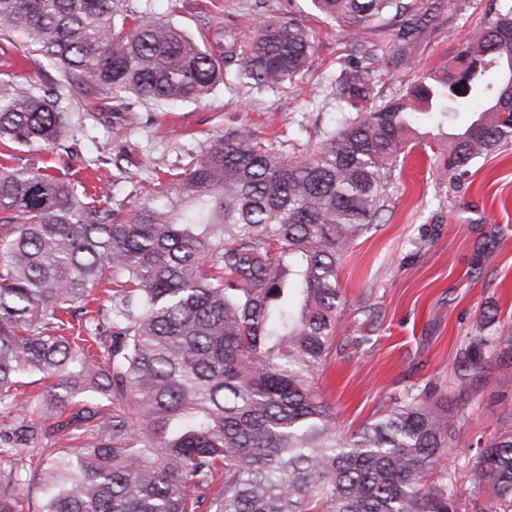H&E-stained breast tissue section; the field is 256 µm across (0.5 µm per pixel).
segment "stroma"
Here are the masks:
<instances>
[{"label":"stroma","instance_id":"stroma-1","mask_svg":"<svg viewBox=\"0 0 512 512\" xmlns=\"http://www.w3.org/2000/svg\"><path fill=\"white\" fill-rule=\"evenodd\" d=\"M174 22L195 37L216 26L254 31L262 20L297 17L313 32L312 66L296 89L294 110L282 107L284 88L217 89L207 100L173 107L141 106L142 122L123 144L109 129L84 124L61 143L38 153L20 149L9 167L43 164L53 172H76L72 151L105 156L97 173H81L86 187L111 193L113 204L130 210L138 203L133 186L150 178L156 163L199 156L207 140L246 125L262 138H288L294 145L319 141L340 114L321 102L327 78L355 58L349 34L322 16L311 0H130ZM419 0L425 21L408 42L369 30L379 45L376 56L361 60L375 91L386 99L411 83L418 70L446 66L512 0H444L431 10ZM433 131L418 129L416 148L398 162L388 202L376 230L356 241L344 257L339 280L346 300L337 341L339 356L319 375L323 398L336 411L338 428L351 434L386 413L407 392L426 387L458 400L459 444L454 450L455 483L469 495L467 473L481 448L512 427L505 407L512 401V367L494 368L458 390L456 354L472 336L498 335L512 326V144L474 162L457 181L423 151ZM79 172V171H78ZM375 305V320L362 309ZM497 307L490 325L480 318Z\"/></svg>","mask_w":512,"mask_h":512}]
</instances>
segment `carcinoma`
<instances>
[{
  "label": "carcinoma",
  "mask_w": 512,
  "mask_h": 512,
  "mask_svg": "<svg viewBox=\"0 0 512 512\" xmlns=\"http://www.w3.org/2000/svg\"><path fill=\"white\" fill-rule=\"evenodd\" d=\"M370 58L365 38L412 0H314ZM0 39L58 69L49 84L0 72V145L40 150L73 123V98L100 102L83 121L115 130L139 113L110 100L177 105L219 85L290 87L315 40L297 18L247 34L219 27L199 41L128 0H0ZM344 113L304 155L248 126L208 139L183 165L164 163L126 213L106 191L39 169H0V409L18 438L52 456L34 512H459L450 465L457 447L448 395L410 394L350 436L318 394L343 312L338 271L377 227L411 124L450 119L460 96L487 107L453 134L443 167L455 181L512 141V7L440 73L351 112L372 88L346 68L326 80ZM111 288L85 329L64 319ZM106 311L112 343L99 333ZM512 365V330L472 337L457 386L485 368L487 348ZM54 382L17 401L19 379ZM118 405L73 411L78 396ZM79 420L93 440L61 445ZM469 512H512V430L469 471ZM29 478L0 471V512H21Z\"/></svg>",
  "instance_id": "cac0c4a2"
}]
</instances>
